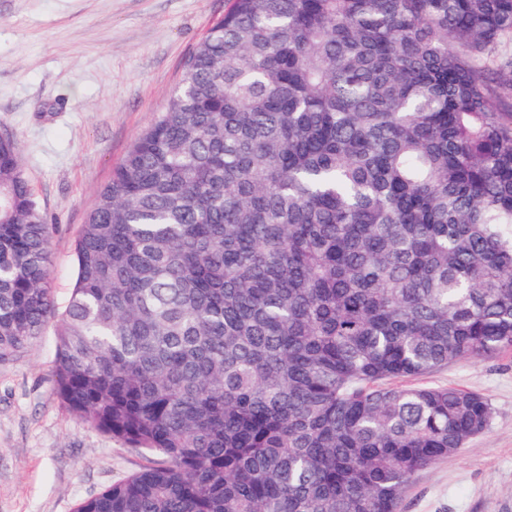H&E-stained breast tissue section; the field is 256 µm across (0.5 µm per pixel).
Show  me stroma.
Segmentation results:
<instances>
[{
  "mask_svg": "<svg viewBox=\"0 0 512 512\" xmlns=\"http://www.w3.org/2000/svg\"><path fill=\"white\" fill-rule=\"evenodd\" d=\"M225 0H0V133L14 137L52 228L48 284L65 303L98 191L151 127ZM54 329L0 364V512H74L156 463L82 423L54 390ZM482 394L488 429L419 473L400 512H512V348L422 377Z\"/></svg>",
  "mask_w": 512,
  "mask_h": 512,
  "instance_id": "stroma-1",
  "label": "stroma"
}]
</instances>
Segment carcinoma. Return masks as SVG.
I'll return each mask as SVG.
<instances>
[{"instance_id":"obj_1","label":"carcinoma","mask_w":512,"mask_h":512,"mask_svg":"<svg viewBox=\"0 0 512 512\" xmlns=\"http://www.w3.org/2000/svg\"><path fill=\"white\" fill-rule=\"evenodd\" d=\"M512 0H229L96 196L59 308L0 134V363L55 322L61 403L163 462L74 512H399L512 347Z\"/></svg>"}]
</instances>
